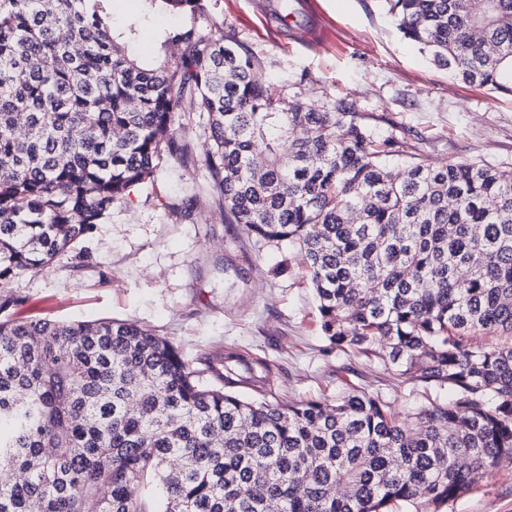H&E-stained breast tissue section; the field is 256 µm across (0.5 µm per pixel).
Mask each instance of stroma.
Instances as JSON below:
<instances>
[{"mask_svg":"<svg viewBox=\"0 0 512 512\" xmlns=\"http://www.w3.org/2000/svg\"><path fill=\"white\" fill-rule=\"evenodd\" d=\"M272 0H212L210 12L277 83L285 105L328 106L344 96L377 133L437 162L484 160L512 171V96L453 79L399 31L382 0H313L316 35L267 14ZM139 0H111L107 17L128 54L153 63L187 13L142 14ZM189 162L135 189L111 218L45 270L7 288L1 320H126L156 330L211 382L228 356L267 362L238 370L234 393L281 402L320 400L350 388L381 393L394 411L441 394L385 370L370 355L329 345L299 247L259 240L224 221L209 191L206 116L181 114ZM444 512H512V456L498 460Z\"/></svg>","mask_w":512,"mask_h":512,"instance_id":"stroma-1","label":"stroma"}]
</instances>
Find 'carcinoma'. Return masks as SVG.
<instances>
[{
    "label": "carcinoma",
    "instance_id": "obj_1",
    "mask_svg": "<svg viewBox=\"0 0 512 512\" xmlns=\"http://www.w3.org/2000/svg\"><path fill=\"white\" fill-rule=\"evenodd\" d=\"M89 2L0 0V290L184 166L176 120L204 112L224 219L299 245L329 344L446 399L248 400L132 322L0 320V512H440L512 456V171L412 155L395 173L368 115L282 108L217 23L147 67ZM384 2L437 67L512 95V0Z\"/></svg>",
    "mask_w": 512,
    "mask_h": 512
}]
</instances>
